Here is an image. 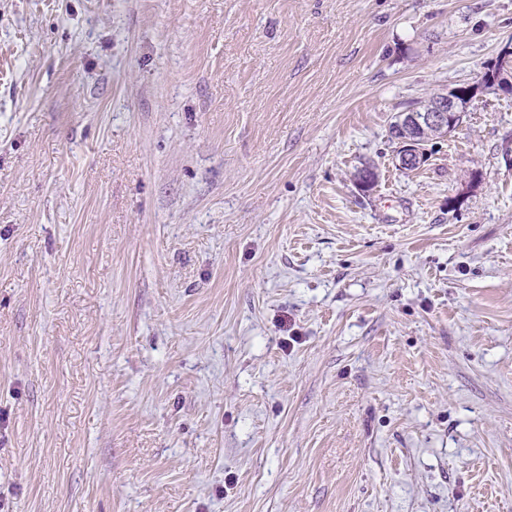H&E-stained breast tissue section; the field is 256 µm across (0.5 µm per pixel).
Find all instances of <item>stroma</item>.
I'll use <instances>...</instances> for the list:
<instances>
[{"instance_id":"obj_1","label":"stroma","mask_w":512,"mask_h":512,"mask_svg":"<svg viewBox=\"0 0 512 512\" xmlns=\"http://www.w3.org/2000/svg\"><path fill=\"white\" fill-rule=\"evenodd\" d=\"M509 45L512 0H0V512H512ZM458 111L457 101L455 98L446 93H440L434 99L432 105L428 107L426 110H420L418 112H408L404 115L403 120L401 122L402 133L404 134V138L402 141L405 145L402 147V152L399 150L398 152V165L401 168L406 170H415L419 166H406L410 165L418 160H420V156L415 149L414 135L418 130L420 131H445L448 133L454 130L456 125L459 123L461 119V113L466 111ZM457 112V115L452 121L454 113ZM448 123L451 125L448 127ZM406 166V167H402Z\"/></svg>"}]
</instances>
